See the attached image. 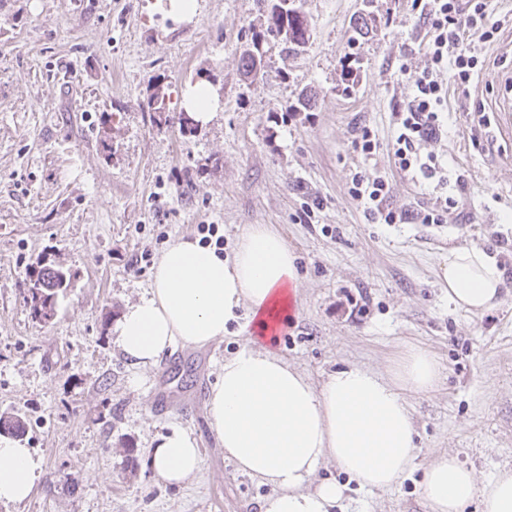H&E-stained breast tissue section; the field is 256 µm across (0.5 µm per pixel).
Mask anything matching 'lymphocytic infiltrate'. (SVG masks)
Listing matches in <instances>:
<instances>
[{
  "mask_svg": "<svg viewBox=\"0 0 512 512\" xmlns=\"http://www.w3.org/2000/svg\"><path fill=\"white\" fill-rule=\"evenodd\" d=\"M421 13L428 23V63L412 97L392 114L397 132L393 149L400 170L428 181L443 172L428 147L443 135L440 114L448 109V91L468 92L475 74L476 61L463 49L464 36L497 42L503 23L490 20L486 0H426ZM349 194L375 224H447L458 210L457 201L445 196L420 211L393 206L388 180L370 170L352 176Z\"/></svg>",
  "mask_w": 512,
  "mask_h": 512,
  "instance_id": "obj_1",
  "label": "lymphocytic infiltrate"
}]
</instances>
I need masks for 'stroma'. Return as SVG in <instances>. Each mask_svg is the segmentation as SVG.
Wrapping results in <instances>:
<instances>
[{
    "label": "stroma",
    "instance_id": "stroma-1",
    "mask_svg": "<svg viewBox=\"0 0 512 512\" xmlns=\"http://www.w3.org/2000/svg\"><path fill=\"white\" fill-rule=\"evenodd\" d=\"M303 10L311 38L291 54L265 35L256 0H197L184 21L156 0H0V416L25 418L22 441L43 462L30 497L0 512H260L270 486L225 459L204 407L225 356L248 341V311L223 342L148 368L114 342L166 246L203 224L228 251L247 224L284 237L300 285L276 350L313 384L352 364L389 371L410 344L440 365L436 389L408 397L417 449L405 478L351 488L343 512H429L423 473L444 453L481 482L512 469V133L498 111L512 26L493 46L465 40L480 70L469 95H449L448 134L431 146L458 221L373 224L348 193L352 172L385 175L410 210L439 193L393 155L391 114L424 69V24L412 0ZM255 46L264 74L250 82L241 57ZM158 81L171 92L163 122L143 109ZM200 82L217 90V113L180 125L182 95ZM362 125L378 141L368 157L353 147ZM456 246L506 265L503 303L475 315L449 302L436 267ZM42 258L75 274L46 323L24 302ZM349 298L356 314L342 309ZM173 426L203 459L174 487L150 464Z\"/></svg>",
    "mask_w": 512,
    "mask_h": 512
}]
</instances>
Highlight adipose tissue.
Wrapping results in <instances>:
<instances>
[{
	"label": "adipose tissue",
	"instance_id": "adipose-tissue-1",
	"mask_svg": "<svg viewBox=\"0 0 512 512\" xmlns=\"http://www.w3.org/2000/svg\"><path fill=\"white\" fill-rule=\"evenodd\" d=\"M438 275L449 301L473 314L505 297L501 271L478 248L450 249ZM298 282L295 257L270 225L247 226L227 256L181 237L161 254L147 296L127 306L114 329L123 356L144 367L179 345L222 342L238 310L249 309L255 334L225 359L206 408L225 457L271 485L261 512H334L349 484L369 492L396 485L416 448L407 397L432 390L439 378L435 357L411 346L389 374L352 365L312 385L273 349ZM327 460L346 482L315 480ZM201 464L196 438L180 428L151 457L155 474L171 485ZM40 469L31 449L0 439V502L29 498ZM421 492L430 512H466L474 502L480 512H512V471L481 483L455 455L443 454L427 467Z\"/></svg>",
	"mask_w": 512,
	"mask_h": 512
}]
</instances>
